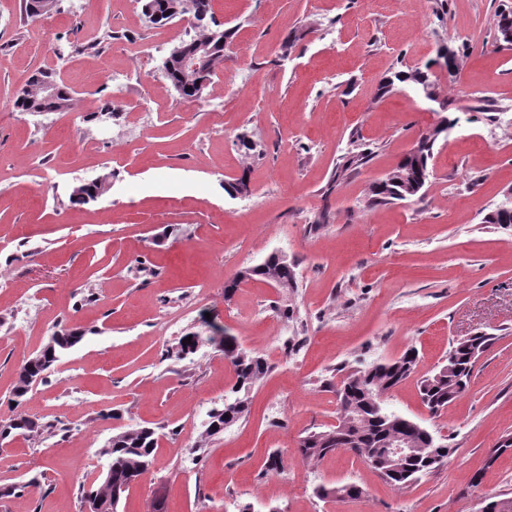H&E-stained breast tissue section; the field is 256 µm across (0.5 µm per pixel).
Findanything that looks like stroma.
<instances>
[{
	"label": "stroma",
	"mask_w": 512,
	"mask_h": 512,
	"mask_svg": "<svg viewBox=\"0 0 512 512\" xmlns=\"http://www.w3.org/2000/svg\"><path fill=\"white\" fill-rule=\"evenodd\" d=\"M510 4L214 0L234 36L189 102L161 70L193 37L186 22L152 24L139 0H58L50 52L23 0H0V420L22 360L54 330L84 332L26 396L25 411L61 431L0 448V512H81L80 477H95L101 448L135 424L153 427L158 447L117 512H479L484 497H512V453L485 464L512 435V225L483 221L512 191V49L494 44ZM446 42L466 49L456 80L437 84L458 123L437 140L418 195L370 204L372 184L441 118L414 91L383 95L378 83ZM44 69L71 88V108L14 111ZM355 142L370 161L333 181ZM244 170L252 191L230 198L224 183ZM102 178L100 198L71 203L74 186ZM274 252L294 263L295 288L252 280L225 298V281ZM281 301L289 318L274 310ZM215 325L261 351L269 371L246 420L209 438L208 413L235 382L210 341ZM190 332L203 343L177 358ZM480 333L492 343L468 391L431 415L420 378L456 338ZM412 346L416 372L386 402L453 455L399 489L347 451L303 461L300 439L336 418L339 367ZM15 484L24 492L10 493ZM341 484L365 493H314ZM315 494L320 499L335 498L337 501L343 499H355L361 497L363 489L355 484H344L336 487L318 486Z\"/></svg>",
	"instance_id": "stroma-1"
}]
</instances>
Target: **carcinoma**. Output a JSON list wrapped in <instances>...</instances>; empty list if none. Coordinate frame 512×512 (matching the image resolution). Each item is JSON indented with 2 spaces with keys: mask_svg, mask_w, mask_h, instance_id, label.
Instances as JSON below:
<instances>
[{
  "mask_svg": "<svg viewBox=\"0 0 512 512\" xmlns=\"http://www.w3.org/2000/svg\"><path fill=\"white\" fill-rule=\"evenodd\" d=\"M201 11L207 19H213L212 0H143L142 13L153 24L164 25L183 15ZM196 37L209 43L211 64L218 69L224 65V45L232 38V32L224 29H212L206 25L199 28ZM431 63L422 67H404L390 72L379 81V91L383 94L396 89L412 88L421 91L430 87L436 76L430 73ZM172 88L181 98L199 100L204 91L195 85L184 82L180 69L171 68L167 75ZM57 83L58 94L46 97L39 92L45 83ZM71 92L69 88L49 73L40 74L30 88L23 90L15 99L14 107L21 111L59 112L69 107ZM445 127L421 136L413 149L407 153L391 172L388 181L376 184L371 190V202L388 204L409 193V187L416 183V175L422 169H428L432 150L439 136L448 131L455 120L445 117ZM371 152L354 148L339 158L333 180H338L348 171H353L367 163ZM104 191V183L91 186L81 184L74 187L71 198L76 204H87ZM249 279H260L278 284L288 289L296 287L294 267L286 264L274 254L268 255L262 262L244 268ZM83 339V331L78 328L61 329L50 336L48 342L20 365L12 395L16 406H21L29 392L30 379L45 376L59 362L56 355L65 347H74ZM492 337L477 335L469 343L457 349L456 359L451 362V370L439 369L425 377L420 384L423 402L433 415L441 413L448 404L459 398L468 388L475 366L473 354L486 350ZM235 373V384L229 394L224 396V407L210 414L207 428L209 436H216L224 429L245 420L248 413V393L259 383L268 371V363L263 353L248 350L234 336H224L219 341ZM416 348L407 349L399 358L378 362L358 368L342 376V388L345 394L338 396L339 410L356 417V424L348 429V438L338 442L336 435L329 431L311 432L299 447L302 458L313 461L323 458L339 449V445L356 450V454L375 471L387 484L403 488L419 481L443 464L455 449L434 438V433L425 425L400 414L381 402L391 390L407 380L418 363ZM44 428L38 419L24 411H19L0 430L12 434L29 436ZM403 437L416 445L419 451L405 457H387L390 442ZM442 446L430 456L425 450L429 442ZM156 448L155 430L146 425L135 424L119 431L112 437V443L101 450L111 462L109 477L87 486L80 485V499L93 495L108 503L112 512H117L118 502L113 499V490L128 482L131 478L146 473L154 460ZM315 494L320 499H355L363 494V489L355 484L336 487L319 486Z\"/></svg>",
  "mask_w": 512,
  "mask_h": 512,
  "instance_id": "1",
  "label": "carcinoma"
}]
</instances>
